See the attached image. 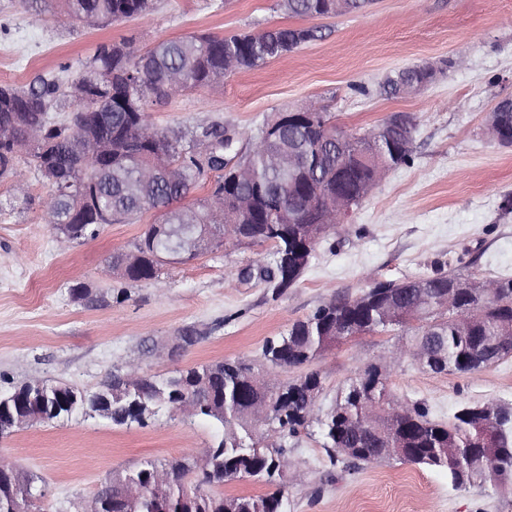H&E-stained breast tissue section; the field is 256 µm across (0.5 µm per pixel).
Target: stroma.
<instances>
[{
	"label": "stroma",
	"instance_id": "35a3bbf8",
	"mask_svg": "<svg viewBox=\"0 0 512 512\" xmlns=\"http://www.w3.org/2000/svg\"><path fill=\"white\" fill-rule=\"evenodd\" d=\"M306 24L277 0H156L136 19L99 28L0 0V82L26 85L63 65L79 73L99 44L121 39L147 49L192 33ZM325 25V40L284 58L227 74L207 89L148 100L150 122L169 131L217 123L246 151L269 116L312 101L352 136L407 112L415 123L410 163L387 172L276 297L259 278L241 276L269 246L232 241L162 267L151 281L103 280L106 259L133 249L154 213L104 225L81 244L66 242L46 222L51 186L20 155L16 175L0 177V392L32 378L92 392L129 365L159 378L197 363L258 361L266 342L292 323L331 298L360 293L371 280L448 271L476 279L512 275V213L502 208L512 199V147L495 142L486 126L496 102L512 95V0H374L366 12ZM444 60L448 69L422 91L381 93L395 71ZM19 177L22 193L15 189ZM77 282L106 292L105 301L87 307L73 300L69 287ZM188 331L199 337L194 346L171 357L152 352ZM406 343L397 330L369 334L314 362L322 381L315 415L330 409L365 365L386 361L390 391L421 403L436 421L469 402H512V356L475 374H436L397 357ZM222 433L214 422L172 411L123 426L78 414L0 438V461L20 465L44 486L46 512H84L106 479L209 447ZM288 456L299 476L287 488L285 512H372L378 505L388 512H512V491L455 488L438 470L397 460L330 461L313 426L289 438Z\"/></svg>",
	"mask_w": 512,
	"mask_h": 512
}]
</instances>
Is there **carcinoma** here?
I'll return each mask as SVG.
<instances>
[{"mask_svg":"<svg viewBox=\"0 0 512 512\" xmlns=\"http://www.w3.org/2000/svg\"><path fill=\"white\" fill-rule=\"evenodd\" d=\"M63 16L81 25L88 17L107 26L127 21L153 8L154 0H61ZM291 16L314 24L297 29L274 28L259 34L193 35L164 40L141 51L130 39L101 44L76 77L62 66L39 76L27 86L0 83V177L16 174L21 152L33 157L37 175L53 194L47 205V223L80 224L79 242L96 237L105 224L130 223L151 209L165 210L161 224H222L224 211L236 203L224 196L219 176L214 195L183 207L176 202L200 183L211 170V157L233 152V142L212 126L202 135L190 131H161L147 119L145 102L153 96L167 99L188 90L218 83L234 69L252 68L282 58L299 46L321 40L324 28L316 21L338 16L336 0H280ZM431 76L419 66L388 76L382 91L398 96L403 87ZM413 129L391 140L355 137L338 148L326 138L321 125L288 126L277 132L260 130L258 141L240 155L237 165L250 179L239 182L238 196L252 200L253 211L242 217L246 230L224 228V239L252 243L270 242L269 262L262 266L264 280L278 295L290 287L309 266L315 248L304 245V226L311 215L300 210V200L324 194L341 179L351 193L373 180L377 168L396 169L409 162L412 150L399 149L412 141ZM109 146L110 160L99 165L90 143ZM176 165L178 181L167 182L161 173ZM154 247L112 254L107 264L133 266L129 281L158 277L162 264L157 254L166 248L165 232L150 225ZM459 279L448 272L418 278L426 287L441 290ZM497 312L469 323L474 299L453 298L452 307L415 324L405 323L390 310V281L372 280L356 296L332 299L263 348L266 368L244 359H224L176 370L168 377H140L127 381L116 371L102 381L94 394L104 418L115 425L142 422L163 408L177 409L191 397L201 396L196 415L223 428L220 440L208 447L207 470L192 474L195 456L157 463L146 460L95 494L98 512H282L286 484L283 473L293 466L283 444L269 448L248 419L255 404L269 409L267 432L285 438L300 427L319 425L323 448L331 459L347 457L364 463L395 459L402 463L440 470L456 488L480 486L499 493L498 482L512 486V424L492 416L491 403L473 402L459 408L446 422L428 417L420 403L398 402L387 387L388 372L367 365L344 387L335 404L322 417L313 416V400L321 376L307 366L331 350L336 337L359 328L373 334L400 327L411 333L406 349L420 345L426 336L439 337L440 354L430 367L434 373L474 374V336H512V277L495 278ZM85 303L97 304L103 295L83 283L70 286ZM299 369L281 380L275 371ZM84 408L68 393L48 386L43 391L24 383L0 395V436L17 430V423L35 413L53 421ZM371 417L373 434L356 435L357 425ZM14 465L0 463V512H15L17 503L32 494V477L17 469L12 478L3 472ZM230 472L253 477L274 487L262 495L235 497L221 491Z\"/></svg>","mask_w":512,"mask_h":512,"instance_id":"carcinoma-1","label":"carcinoma"}]
</instances>
